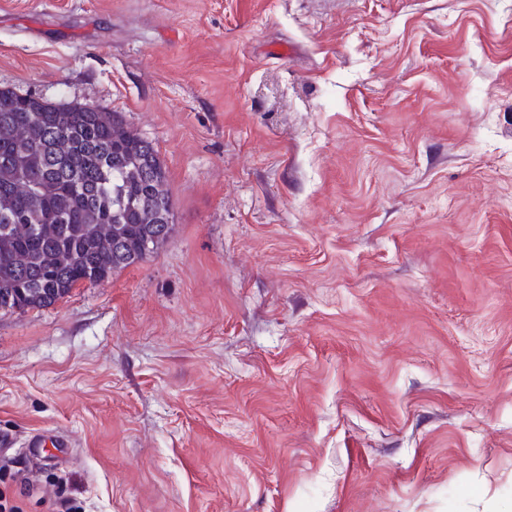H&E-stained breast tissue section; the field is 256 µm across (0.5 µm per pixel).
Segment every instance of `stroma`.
<instances>
[{"instance_id":"stroma-1","label":"stroma","mask_w":512,"mask_h":512,"mask_svg":"<svg viewBox=\"0 0 512 512\" xmlns=\"http://www.w3.org/2000/svg\"><path fill=\"white\" fill-rule=\"evenodd\" d=\"M0 89L118 113L173 230L0 311L21 512H512V0H0ZM51 446L55 452L47 449ZM68 442L61 436L52 437L43 435L42 433L34 434L28 442V452L31 456H41L45 454L46 457L61 458L69 451Z\"/></svg>"}]
</instances>
